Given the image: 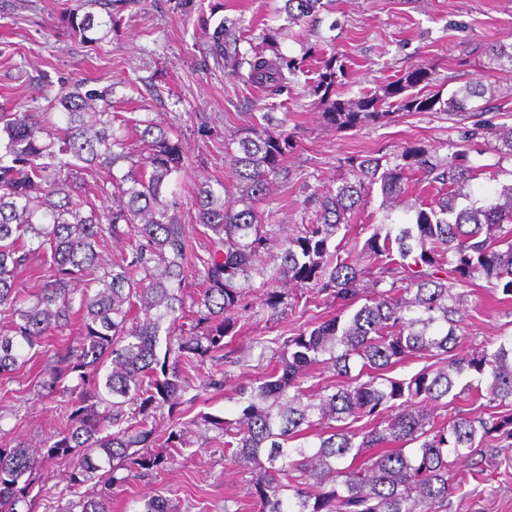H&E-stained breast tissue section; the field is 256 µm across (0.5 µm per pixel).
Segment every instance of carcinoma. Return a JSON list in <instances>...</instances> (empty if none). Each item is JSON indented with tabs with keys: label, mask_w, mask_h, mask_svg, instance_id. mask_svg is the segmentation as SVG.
Masks as SVG:
<instances>
[{
	"label": "carcinoma",
	"mask_w": 512,
	"mask_h": 512,
	"mask_svg": "<svg viewBox=\"0 0 512 512\" xmlns=\"http://www.w3.org/2000/svg\"><path fill=\"white\" fill-rule=\"evenodd\" d=\"M322 0H285L289 23L313 16ZM87 42L91 14L72 21ZM211 51L232 75L270 92L286 87L300 62L282 56L276 35L243 55L225 22ZM498 70L512 73V43L479 49ZM345 65L322 61L310 94L320 97L326 123L338 132L385 124L399 112L476 116L469 101L487 92L482 75L443 98L431 90L432 71L414 67L356 99L338 91ZM80 81L61 89L57 112L0 106V395L28 365L40 364L35 387L64 398L57 428L33 450L0 444V512H32L40 465L70 463L62 512H108L90 482L123 484L131 473L159 474L193 444L182 406L201 392L224 390L226 371L199 373L206 360L231 366L245 285L267 287L274 313L307 297L334 307L322 321L253 343L275 345L269 371L235 390L241 416L205 414L191 425L224 448L227 465L244 467L252 512H447L460 487L452 460L483 449L512 460V335L459 357L458 334L471 287L484 281L512 302V185L493 198L473 199L482 167L466 149L441 157L414 143L395 157L351 156L349 176L311 194L307 223L267 262L270 235L260 201L285 174L296 149L274 116L237 130L225 145L239 195L230 201L209 182L184 204L167 195L189 162L181 134L150 119L112 110V102ZM133 127L134 154L122 131ZM480 138L512 161V126L473 122ZM95 179L102 207L78 194L77 180ZM382 196L389 224L360 250L331 245L354 228L351 216ZM418 187L426 201L410 221L391 212ZM202 228L210 247L199 252L190 230ZM112 238L125 244L113 258L99 252ZM39 261L41 286H19L17 272ZM205 285L186 300L188 281ZM78 336L66 337L73 325ZM411 357L434 360L408 378L389 376ZM330 369L336 379L317 375ZM468 395L475 410L455 406ZM172 424L157 435V415ZM365 424L354 427L360 421ZM414 445L408 450L406 445ZM134 512H180L161 494Z\"/></svg>",
	"instance_id": "cac0c4a2"
}]
</instances>
